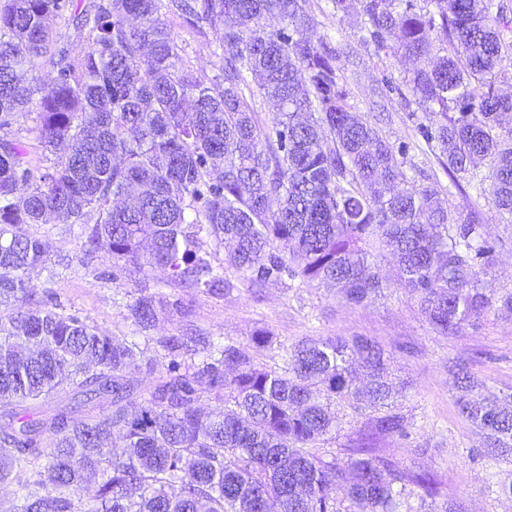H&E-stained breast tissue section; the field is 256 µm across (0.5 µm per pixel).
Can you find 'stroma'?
I'll list each match as a JSON object with an SVG mask.
<instances>
[{"instance_id":"stroma-1","label":"stroma","mask_w":512,"mask_h":512,"mask_svg":"<svg viewBox=\"0 0 512 512\" xmlns=\"http://www.w3.org/2000/svg\"><path fill=\"white\" fill-rule=\"evenodd\" d=\"M309 6L313 37L331 38L339 52L354 111L393 144H407L404 170L409 180L426 175L439 184L444 206L462 214L480 212L483 236L494 247L486 278L500 291L512 290V216L499 213L487 198L456 190L434 157L424 153L416 120L393 90L409 62L376 55L365 44L355 17L338 18L330 0H309ZM167 21L191 69L216 75V32H195L172 13ZM31 231L47 242L50 258L59 266L52 278L40 270L31 273L28 287L35 304L85 317L123 340L134 332L126 306L141 291L168 301L152 341L143 345L147 356L156 358V366L129 374L137 389L152 386L165 372L169 360L155 343L161 336L193 332L244 342L259 328L286 344L306 336H365L390 354L393 380L407 385L394 407L404 418V434L376 439L374 447L401 469L429 472L436 486L434 506L458 500L466 512H512V498L496 487L498 481L512 480V452L504 457L491 452L485 434L458 414L448 372L450 362L463 359L489 391L512 393V311H493L458 334L442 336L420 314L408 290L397 285L385 296L353 305L336 288L316 282L305 286L288 279L272 281L256 294L229 269L225 275L232 279V288L212 296L170 283L164 270L141 273L106 251L87 250L82 225L54 221L34 225ZM336 412L340 431L325 438L322 446L342 457L368 433L373 414L355 412L345 404Z\"/></svg>"}]
</instances>
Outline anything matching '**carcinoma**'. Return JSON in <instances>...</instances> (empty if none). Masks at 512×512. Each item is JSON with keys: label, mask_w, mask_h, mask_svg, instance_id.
Instances as JSON below:
<instances>
[{"label": "carcinoma", "mask_w": 512, "mask_h": 512, "mask_svg": "<svg viewBox=\"0 0 512 512\" xmlns=\"http://www.w3.org/2000/svg\"><path fill=\"white\" fill-rule=\"evenodd\" d=\"M374 52L413 60L395 87L423 116L417 130L459 191L461 180L512 216V94L498 79L512 59L507 0H359ZM70 0H0V483L15 485L7 512H414L404 471L358 444L340 458L312 452L335 428L332 401L391 408L402 387L385 351L362 336H311L285 346L269 330L245 344L164 336L165 375L136 391L135 341L74 315L30 305L26 276L48 268L43 239L23 226L56 218L88 227L112 258L160 267L170 281L217 294L232 287L204 240L229 244L227 263L251 288L285 277L327 282L359 304L390 287L373 260L395 259L397 282L442 334L501 305L484 278L492 248L479 213L460 217L437 183H408L394 146L352 115L330 41L309 33L308 0H104L70 19L90 34L58 51L41 74L53 21ZM194 28L220 31V74L186 65L162 8ZM279 26L269 28L266 18ZM37 139L53 172L35 180L9 130L33 93ZM277 106L259 120L256 97ZM490 162L488 175L480 167ZM163 301L129 306L141 332ZM194 348L199 363L177 357ZM281 352L282 366L257 359ZM459 415L498 446L512 442V395L484 394L466 367L448 365ZM71 390L51 412L48 399ZM209 391L218 406L198 407ZM387 412L372 437L401 434ZM125 449L110 454L113 435ZM100 473L92 485L88 475ZM348 507L338 508L337 491Z\"/></svg>", "instance_id": "carcinoma-1"}]
</instances>
